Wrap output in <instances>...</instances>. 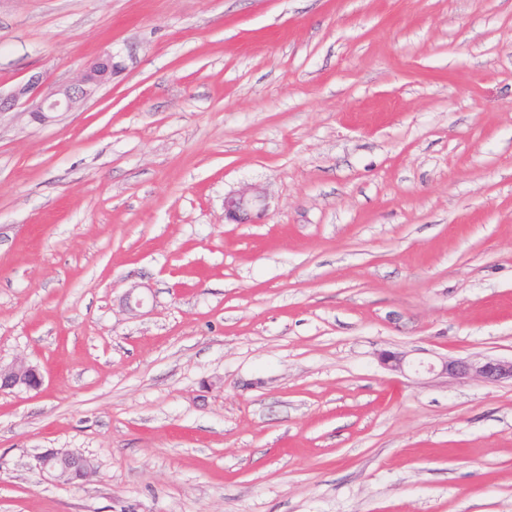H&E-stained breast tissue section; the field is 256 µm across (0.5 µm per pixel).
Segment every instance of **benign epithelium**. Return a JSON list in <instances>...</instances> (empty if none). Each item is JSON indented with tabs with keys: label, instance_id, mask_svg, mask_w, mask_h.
<instances>
[{
	"label": "benign epithelium",
	"instance_id": "7a95c632",
	"mask_svg": "<svg viewBox=\"0 0 512 512\" xmlns=\"http://www.w3.org/2000/svg\"><path fill=\"white\" fill-rule=\"evenodd\" d=\"M114 55L97 57L81 75L66 85L43 86V77L33 75L10 91H0V115L5 112H29L44 117L50 112L70 111L88 99L94 90L110 81L116 73ZM266 192L257 185L245 187L224 198V223L259 224L265 217ZM388 370L403 373L409 362L403 352L387 351L379 355ZM439 374L458 380H479L486 383L512 381V359L465 358L443 359ZM44 384L39 366L19 358L0 365V391L22 388L38 391ZM36 468L51 478L72 482L87 481L93 474L89 460L81 453H65L47 449L36 456Z\"/></svg>",
	"mask_w": 512,
	"mask_h": 512
}]
</instances>
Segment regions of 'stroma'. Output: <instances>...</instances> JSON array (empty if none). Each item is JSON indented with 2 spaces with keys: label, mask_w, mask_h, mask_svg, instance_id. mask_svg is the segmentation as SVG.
<instances>
[{
  "label": "stroma",
  "mask_w": 512,
  "mask_h": 512,
  "mask_svg": "<svg viewBox=\"0 0 512 512\" xmlns=\"http://www.w3.org/2000/svg\"><path fill=\"white\" fill-rule=\"evenodd\" d=\"M107 51L0 115V512H512V383L378 360L512 357V0H0L2 90ZM117 67L110 52L97 57L77 79L66 85L46 88L43 77L30 76L6 93L0 89V115L29 112L46 117L50 112L70 111L88 99L97 87L112 81ZM266 192L251 185L224 197V221L228 224H260L265 217ZM44 374L38 365L26 359H15L12 363L0 365V391L23 388L38 391L44 384ZM36 468L54 480L87 481L93 474L89 460L81 453H64L50 448L36 456Z\"/></svg>",
  "instance_id": "obj_1"
}]
</instances>
